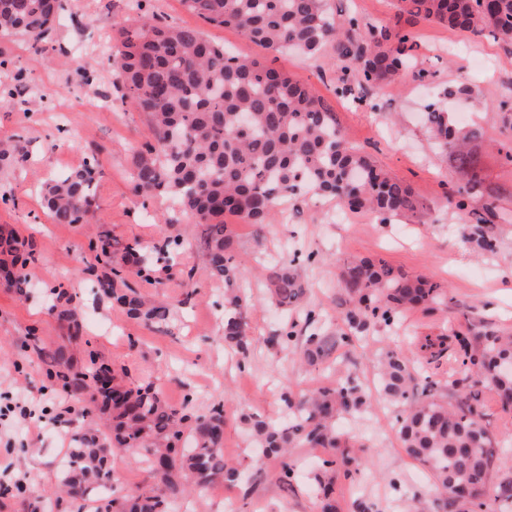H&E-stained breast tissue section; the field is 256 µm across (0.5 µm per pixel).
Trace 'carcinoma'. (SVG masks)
I'll list each match as a JSON object with an SVG mask.
<instances>
[{"label":"carcinoma","mask_w":512,"mask_h":512,"mask_svg":"<svg viewBox=\"0 0 512 512\" xmlns=\"http://www.w3.org/2000/svg\"><path fill=\"white\" fill-rule=\"evenodd\" d=\"M204 22L231 26L260 47L276 51L295 47L317 54L330 45L343 73L336 92L359 86L394 83L413 72L414 43L387 26L362 25L353 16L336 21L326 0H182ZM413 20L434 22L464 35L485 33L512 44V0H398ZM126 24L113 32L120 44L112 69V87L121 98L147 114L153 141L132 156L136 188L170 197L194 224L206 226L204 246L211 276L224 282V346L239 361L253 352L246 313L250 302L238 285V260L227 215L265 226L282 201L300 193L342 201L354 212L369 211L382 224L402 218L423 220L427 210L402 181L378 169L345 139L333 113L310 88L264 62L235 55L203 38L195 28L175 27L145 11L144 0H129ZM65 11L63 0H0V33L18 34L38 45L47 41ZM427 133L448 158L459 186L448 197L464 212V239L482 252L497 248L494 226L511 224L512 211L501 205L500 191L486 184L478 151L482 127L461 125L452 113L434 105L423 113ZM25 159L20 142L0 140V170ZM93 157L80 170L49 179L43 201L59 224L87 223L93 218L96 188ZM180 238L166 237L145 252L138 243L123 247L122 265L99 281L112 304L148 326L167 324L172 308L145 298L129 278L147 279L158 262L173 259ZM0 277L21 288L27 260L15 233L0 227ZM340 282L348 306L341 312L347 329L313 334L300 347L310 366L329 361L339 344L351 345L372 324L388 327L415 308L435 310L448 290L439 283L410 277L381 259L361 258L341 268ZM267 286L273 304L297 311L306 323L318 313L306 299L307 288L295 259L268 267ZM50 311L64 323L69 342L83 337V327L66 293L50 291ZM297 321H287L276 343L282 349L298 341ZM453 351L458 371L472 380L443 388L425 384L422 399L398 414L397 432L406 456L431 473L433 487L447 512H512V476L497 477L496 447L512 444L511 435L495 438L482 423L478 385L491 386L503 412H512V375L500 364L512 360V335L472 322L451 334L425 336L416 352L387 350L379 357L382 396L393 405L410 399L412 382L425 366ZM46 377L87 401L107 416L110 446L95 435L74 438L77 446L59 472V491L71 500L94 503V512H171L190 490L216 483H235L239 470L224 459V406L197 414L186 400L169 404L151 385L132 389L106 364L90 357L75 369L61 351L50 357ZM281 399L284 421L247 416L254 448L280 460V478L294 473L292 448H328L317 483L321 512H336V479H351L361 462L355 443L341 434L337 421L370 406L352 377L296 392L286 386ZM135 449L152 480L150 488L112 497L109 457Z\"/></svg>","instance_id":"cac0c4a2"}]
</instances>
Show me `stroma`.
<instances>
[{
    "label": "stroma",
    "mask_w": 512,
    "mask_h": 512,
    "mask_svg": "<svg viewBox=\"0 0 512 512\" xmlns=\"http://www.w3.org/2000/svg\"><path fill=\"white\" fill-rule=\"evenodd\" d=\"M82 14L56 27L53 40L37 49L22 36L0 35V94L14 93L18 82L39 84L49 99H33L26 109L0 107V138L19 139L27 158L0 175V225L15 230L29 254L33 281L18 290L0 283V395L9 393L46 409L40 431L27 424L0 421V487L21 482L28 495L43 497L55 485L62 451L72 448L74 434L107 431L99 420L73 411L60 414L65 399L61 385L41 372V352L64 349L76 367H85L89 353L100 361L124 368L129 385L153 384L175 406L192 400L204 412L224 406V456L235 461L241 480L220 484L219 498L194 494L183 500L185 512H319L314 476L329 453L323 448H298L297 465L289 485L277 479L279 462L253 456L245 416L277 419L282 415L278 388L311 390L340 378H359L367 388L376 382V357L385 348H406L407 338L437 335L473 322L491 330L512 333V287H504L501 273L512 267V224L496 229L498 247L475 253L462 235L461 214L446 200L456 185L446 157L433 145L421 122L426 105L435 103L450 112L477 106V124L487 138L501 136V102L512 104V45L489 36H464L427 22L409 24L397 13L394 0H328L335 17L356 16L361 23L390 25L408 33L416 43L417 68L424 79L366 89L365 100L336 93L341 73L332 47L311 55L293 49L271 52L245 39L236 30L205 23L181 0H146L147 6L174 26L199 30L208 41L235 53L256 58L307 84L334 112L348 142L369 153L377 165L412 187L429 206L424 222L401 220L379 223L368 212L352 213L346 222H332L343 212L333 198L302 194L285 199L294 223L275 219L263 233L236 217L226 222L234 236L248 288L247 312L254 351L246 367L225 351L223 332L224 284L210 275L203 251L202 225L176 215L163 196L136 192L131 157L150 137L148 118L112 95V109L100 112L89 99L111 81V68H95L92 81L76 72L79 43L111 33L127 16V0H82ZM465 86V97H450V88ZM83 87L84 96L72 95ZM100 162L95 221L58 224L45 209L41 180L80 167L89 156ZM108 233L118 244L137 240L150 246L164 237L182 235L183 244L172 266L157 265L150 279H133L144 295L177 305L168 332L161 333L130 319L102 294L97 282L96 241ZM289 251L313 254L312 264L299 270L308 298L323 319L299 324L301 336L321 332L323 320L340 311L341 267L363 258H381L410 275H424L448 290L447 308L407 312L400 325H375L366 340L338 346L332 365L305 367L295 354L271 344L285 323L272 305L266 288L268 256L280 245ZM63 288L85 329L84 343H69L65 328L49 313L50 288ZM340 432L364 446L365 462L355 479L340 480L337 512H358L359 501L375 503L378 512H408L421 502L424 512H444L429 473L402 450L389 410L373 403L368 410L342 419Z\"/></svg>",
    "instance_id": "1"
}]
</instances>
